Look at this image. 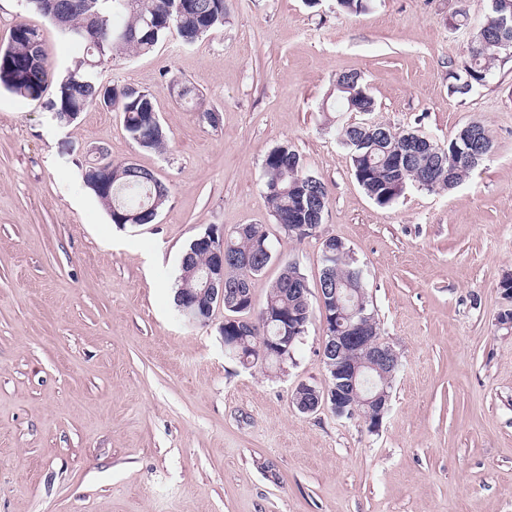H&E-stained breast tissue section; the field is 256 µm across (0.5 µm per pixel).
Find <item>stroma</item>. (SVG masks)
Returning a JSON list of instances; mask_svg holds the SVG:
<instances>
[{"label":"stroma","instance_id":"35a3bbf8","mask_svg":"<svg viewBox=\"0 0 512 512\" xmlns=\"http://www.w3.org/2000/svg\"><path fill=\"white\" fill-rule=\"evenodd\" d=\"M488 6L227 0L223 27L194 43L172 30L94 73L153 95L161 152L139 150L121 113L63 126L47 99L0 88V512H512V328L498 322L512 305V59L452 92ZM20 22L40 29L51 81L74 68L80 48L25 0H0V47ZM349 71L374 112L334 110ZM369 120L441 144L478 122L493 149L453 190L411 187L381 207L339 136ZM284 142L329 194L303 239L262 193V162ZM98 146L169 186L154 223H113L85 187ZM241 224L261 225L275 255L252 282L258 307L284 264L315 295L323 240L350 248L400 356L377 431L292 403L298 385L328 382L322 320L278 369L226 353L223 308L204 326L178 316L187 245Z\"/></svg>","mask_w":512,"mask_h":512}]
</instances>
